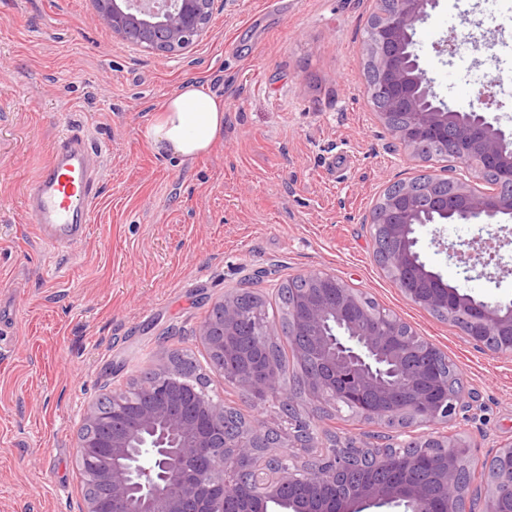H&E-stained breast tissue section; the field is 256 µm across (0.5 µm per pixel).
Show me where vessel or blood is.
Instances as JSON below:
<instances>
[{
  "label": "vessel or blood",
  "instance_id": "b4317fda",
  "mask_svg": "<svg viewBox=\"0 0 512 512\" xmlns=\"http://www.w3.org/2000/svg\"><path fill=\"white\" fill-rule=\"evenodd\" d=\"M100 156L85 134L67 131L27 185L24 206L45 244L69 246L86 238L100 197Z\"/></svg>",
  "mask_w": 512,
  "mask_h": 512
}]
</instances>
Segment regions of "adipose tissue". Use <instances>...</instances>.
Instances as JSON below:
<instances>
[{
    "instance_id": "adipose-tissue-1",
    "label": "adipose tissue",
    "mask_w": 512,
    "mask_h": 512,
    "mask_svg": "<svg viewBox=\"0 0 512 512\" xmlns=\"http://www.w3.org/2000/svg\"><path fill=\"white\" fill-rule=\"evenodd\" d=\"M223 130V100L206 85L187 80L165 100L143 135L156 153L185 163L209 153Z\"/></svg>"
}]
</instances>
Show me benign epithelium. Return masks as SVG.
Instances as JSON below:
<instances>
[{
    "mask_svg": "<svg viewBox=\"0 0 512 512\" xmlns=\"http://www.w3.org/2000/svg\"><path fill=\"white\" fill-rule=\"evenodd\" d=\"M94 2L97 23L126 41L135 31L140 47L170 59L208 32L218 0ZM378 2L367 43L381 121L417 158L433 144L454 154L471 174L488 164L508 178L488 191L462 178L442 187L435 174L388 185L365 219L378 224L375 254L413 303L458 323L474 345L511 357L512 301L479 300L448 284L422 260L416 236V227L437 223L436 214L444 224H493L499 215L512 214V131L490 116L503 107L496 82L481 85L468 109H449L415 52L417 28L438 0ZM304 278L311 287L291 310L289 336L309 340L295 353L307 368L303 396L311 412L282 392L279 367L263 357L279 335L278 325H261L255 336L259 356L246 371L237 369L245 305L239 294L226 293L197 328L210 369L255 405L273 406L283 425L273 429L257 420L228 432L224 399L210 395L201 381H189L173 357L161 358L145 379L103 394L111 401L108 411H101L97 399L84 407L76 443L84 493L77 512H233L229 500L240 486L249 489L251 509L263 512L265 502L280 499L287 486H300L311 469L321 484L335 482L366 458L375 460V470L386 471L384 451L325 437L313 427L315 411L324 407L368 425L391 427L407 419L409 425L397 433L440 449L415 456L413 463L436 460L445 497L436 498L424 483L380 475L339 501L329 499L321 512H363L402 501L412 512H467L461 473L468 447L458 435L438 430L458 415L466 397L464 389L454 392L451 381L435 375L434 365L446 356L396 316L390 326L376 329L379 308L334 274L313 271ZM495 456L504 465L488 476L485 512H499V500L512 499V442L498 447Z\"/></svg>",
    "mask_w": 512,
    "mask_h": 512,
    "instance_id": "7a95c632",
    "label": "benign epithelium"
}]
</instances>
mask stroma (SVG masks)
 Returning <instances> with one entry per match:
<instances>
[{
    "label": "stroma",
    "mask_w": 512,
    "mask_h": 512,
    "mask_svg": "<svg viewBox=\"0 0 512 512\" xmlns=\"http://www.w3.org/2000/svg\"><path fill=\"white\" fill-rule=\"evenodd\" d=\"M377 0H218L208 33L159 59L91 22L92 0H0V512H70L81 493L84 405L168 352L190 353L209 389L249 419L272 410L211 373L195 330L212 302L249 288L278 321V288L315 270L407 322L453 362L478 413L456 419L474 464L512 441V357L475 346L402 293L373 256L368 215L422 168L367 96L364 29ZM481 18L462 40L461 18ZM456 38L454 53L437 43ZM438 96L467 108L485 62L512 71V11L439 0L415 35ZM194 79L224 100V133L190 163L142 135ZM102 150L84 241L43 243L26 185L67 129ZM427 266L478 299L512 300V215L420 229ZM492 242L501 264L465 279L454 250Z\"/></svg>",
    "instance_id": "1"
}]
</instances>
